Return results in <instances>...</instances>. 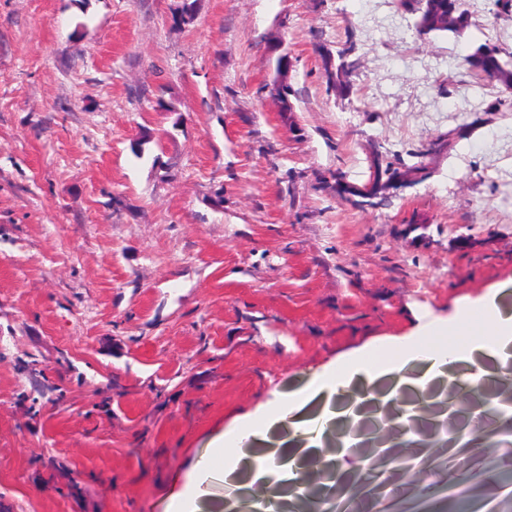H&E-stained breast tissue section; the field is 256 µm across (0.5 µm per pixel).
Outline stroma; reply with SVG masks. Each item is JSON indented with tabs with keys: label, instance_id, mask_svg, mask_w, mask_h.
Returning a JSON list of instances; mask_svg holds the SVG:
<instances>
[{
	"label": "stroma",
	"instance_id": "1",
	"mask_svg": "<svg viewBox=\"0 0 512 512\" xmlns=\"http://www.w3.org/2000/svg\"><path fill=\"white\" fill-rule=\"evenodd\" d=\"M181 2L0 0V512H173L240 418L432 319L481 341L484 301L512 304V94L463 67L512 52V19L462 0L463 35H422L396 0H198L184 23ZM349 36L340 97L319 52ZM459 129L385 206L337 197L373 151Z\"/></svg>",
	"mask_w": 512,
	"mask_h": 512
}]
</instances>
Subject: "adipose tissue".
<instances>
[{"label": "adipose tissue", "mask_w": 512, "mask_h": 512, "mask_svg": "<svg viewBox=\"0 0 512 512\" xmlns=\"http://www.w3.org/2000/svg\"><path fill=\"white\" fill-rule=\"evenodd\" d=\"M485 313L488 322L485 333L491 336L492 341L481 345V359H472L470 353L461 349L439 351L424 345L415 346L405 359L373 363L357 359L344 367L325 368L288 399L278 401L258 417L242 419L226 433L236 448L232 469H254L256 479L271 485L297 480L300 476L297 456H290L282 464L272 463L257 469L253 466V456L245 453V445L265 440L269 430L274 428L280 435L279 447L292 448L303 444L309 448H320L327 427L352 418V409L343 407L342 402L356 376L370 382L377 375H391V394L396 397L408 388L425 391L436 377L446 375L449 367L463 362L468 370L459 376V384L468 388L488 387L495 374L486 368V360L501 358L503 348L512 343V308L493 300L486 304ZM317 397L322 399L323 405L319 413L313 414L307 406Z\"/></svg>", "instance_id": "1"}]
</instances>
